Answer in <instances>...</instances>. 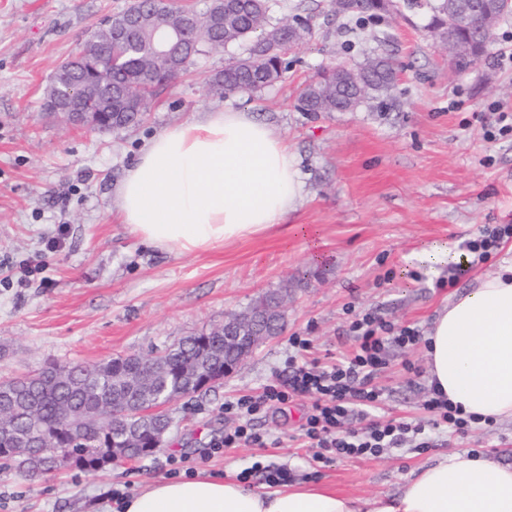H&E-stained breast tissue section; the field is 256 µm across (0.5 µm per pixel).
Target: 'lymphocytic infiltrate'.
Masks as SVG:
<instances>
[{"mask_svg":"<svg viewBox=\"0 0 512 512\" xmlns=\"http://www.w3.org/2000/svg\"><path fill=\"white\" fill-rule=\"evenodd\" d=\"M512 239V224H488L474 239L460 246V263L451 268L459 276L484 262L492 252ZM356 348L352 356L323 364L308 359L312 342L304 336L288 339L289 353L278 381L264 385L258 395H242L224 403L231 420L221 440L212 442L210 453L240 446L266 447L267 438L254 427L256 416L291 403L295 397L311 401L302 427L305 444L317 463L338 458L376 457L385 450L418 441L424 426L390 419H371L382 392L376 384L387 365L390 346L406 349L420 343L418 329L398 325L373 313L355 314L349 325Z\"/></svg>","mask_w":512,"mask_h":512,"instance_id":"f902f5d3","label":"lymphocytic infiltrate"}]
</instances>
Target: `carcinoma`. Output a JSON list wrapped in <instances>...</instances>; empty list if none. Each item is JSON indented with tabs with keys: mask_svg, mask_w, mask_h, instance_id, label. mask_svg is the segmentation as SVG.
Returning <instances> with one entry per match:
<instances>
[{
	"mask_svg": "<svg viewBox=\"0 0 512 512\" xmlns=\"http://www.w3.org/2000/svg\"><path fill=\"white\" fill-rule=\"evenodd\" d=\"M390 0H331L332 11L350 19H375L389 11ZM431 27L451 36L466 51L449 57L462 72L485 53L493 34L486 13L498 21L512 14V2L496 0L482 6L480 0H431ZM269 0H226L224 11L197 12L163 4L147 9L140 29L120 36L97 29L85 42L91 59L104 62L103 72L81 73L88 101L95 102L101 79L123 89L112 98V111L101 118L112 131L142 121L157 90L187 72L200 56L248 42L246 54L232 59L207 80L220 94L253 93L283 78L288 72L283 46L295 44L312 30L310 19L300 14L290 21L265 27ZM194 16L199 34L181 35L176 58L167 66L157 63L154 49L162 32L182 30L186 17ZM363 83L355 84L350 70L324 69L301 91L298 101L305 112H347L373 94H383L394 84L397 71L388 56L360 67ZM257 320L242 329L244 336H269L280 315L269 304L253 307ZM238 346L224 343V331L214 327L185 337L178 344L152 356H117L95 367L52 364L42 371L0 383V459L24 473L37 474L74 466L86 471L104 469L101 461L121 456L153 453L147 444L161 443L164 436L149 434L150 416H131L114 429L97 420L103 407L113 403L134 408L165 406L181 397L204 390L216 381L224 364L233 362Z\"/></svg>",
	"mask_w": 512,
	"mask_h": 512,
	"instance_id": "cac0c4a2",
	"label": "carcinoma"
}]
</instances>
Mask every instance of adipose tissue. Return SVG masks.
Masks as SVG:
<instances>
[{
  "label": "adipose tissue",
  "instance_id": "adipose-tissue-1",
  "mask_svg": "<svg viewBox=\"0 0 512 512\" xmlns=\"http://www.w3.org/2000/svg\"><path fill=\"white\" fill-rule=\"evenodd\" d=\"M302 185L287 141L248 112L220 109L154 135L127 168L116 216L142 242L192 254L264 232L295 210ZM429 383L482 423L512 421V259L452 293L425 346ZM122 512H512V463L456 452L411 472L395 496L325 484L251 489L228 476L155 481Z\"/></svg>",
  "mask_w": 512,
  "mask_h": 512
}]
</instances>
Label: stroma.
Wrapping results in <instances>:
<instances>
[{"instance_id": "obj_1", "label": "stroma", "mask_w": 512, "mask_h": 512, "mask_svg": "<svg viewBox=\"0 0 512 512\" xmlns=\"http://www.w3.org/2000/svg\"><path fill=\"white\" fill-rule=\"evenodd\" d=\"M130 0H0V382L51 363L95 365L146 355L223 324L274 294L281 331L206 391L167 405V441L150 456L97 473L64 468L26 476L0 464V512H103L113 491L168 479L169 456L197 471L238 474L255 461L287 465L295 481L355 497L395 495L432 458L471 450L512 462V421L470 425L466 434L425 430L427 447L405 445L371 459L319 464L303 445L310 402L270 410L258 428L274 448L239 447L203 457L231 422L224 402L276 380L288 339H311L320 362L350 354L353 314L373 312L428 332L453 291L471 287L507 257L494 252L456 283L448 266L422 261L433 245L457 247L488 224H512V134L487 139L492 102L512 105V15L466 71L429 29L431 15L398 8L375 20L339 18L329 0H271L278 23L310 16L312 34L287 55L284 79L252 94L207 91V77L244 45L199 57L162 90L138 125L99 133L45 112L58 65ZM391 57L397 80L350 112H305L298 96L323 68H358ZM234 109L272 123L294 152L303 197L287 220L210 251L176 255L131 235L113 214L116 189L144 144L204 110ZM64 233L60 248L46 241ZM41 266L35 277L27 268ZM422 346L391 348L377 384L386 418L426 419Z\"/></svg>"}]
</instances>
